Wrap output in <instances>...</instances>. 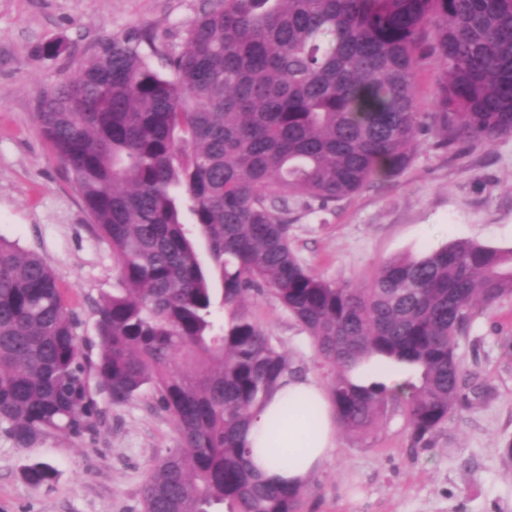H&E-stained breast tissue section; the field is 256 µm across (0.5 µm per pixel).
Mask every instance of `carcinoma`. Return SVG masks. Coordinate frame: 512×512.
Here are the masks:
<instances>
[{"label":"carcinoma","instance_id":"1","mask_svg":"<svg viewBox=\"0 0 512 512\" xmlns=\"http://www.w3.org/2000/svg\"><path fill=\"white\" fill-rule=\"evenodd\" d=\"M207 2L180 51L149 28L107 38L36 102L120 287L95 308L93 356L53 271L0 239V433L18 448L81 439L99 398L149 390L178 443L143 485V512H300L303 489L273 488L248 463L256 413L299 369L247 302L272 297L310 338L345 431L369 435L397 399L418 440L448 420L456 339L512 298V248L455 241L352 288L303 265L284 213L403 174L421 135L450 157L511 137L512 0ZM429 67L434 111L419 112ZM373 361L413 365L418 382L352 378ZM53 476L24 471L34 486Z\"/></svg>","mask_w":512,"mask_h":512}]
</instances>
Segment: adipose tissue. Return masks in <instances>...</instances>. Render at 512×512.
<instances>
[{
    "label": "adipose tissue",
    "mask_w": 512,
    "mask_h": 512,
    "mask_svg": "<svg viewBox=\"0 0 512 512\" xmlns=\"http://www.w3.org/2000/svg\"><path fill=\"white\" fill-rule=\"evenodd\" d=\"M249 461L271 482L306 484L336 446V419L326 387L296 377L265 403L250 427Z\"/></svg>",
    "instance_id": "obj_1"
}]
</instances>
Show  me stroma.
Returning <instances> with one entry per match:
<instances>
[{
    "instance_id": "1",
    "label": "stroma",
    "mask_w": 512,
    "mask_h": 512,
    "mask_svg": "<svg viewBox=\"0 0 512 512\" xmlns=\"http://www.w3.org/2000/svg\"><path fill=\"white\" fill-rule=\"evenodd\" d=\"M205 0H0V237L39 255L57 274L76 333L96 340L94 309L118 287L112 250L93 231L71 179L38 132L35 105L99 41L151 28L180 49ZM61 39L68 55L40 49ZM302 263L329 280L363 286L385 260L421 257L455 240L512 247V136L451 158L421 146L404 174L378 178L327 211L294 207ZM250 311L305 376L328 383L309 338L268 296ZM463 400L415 441L403 404L388 405L366 439L337 447L304 490L302 512H512V299L480 311L457 339ZM95 434L47 436L18 448L0 435V512H141L156 460L176 447L172 417L151 392L104 405ZM52 464L40 487L22 472Z\"/></svg>"
}]
</instances>
